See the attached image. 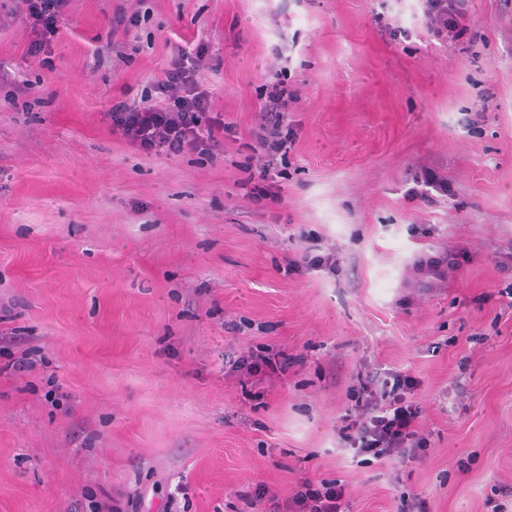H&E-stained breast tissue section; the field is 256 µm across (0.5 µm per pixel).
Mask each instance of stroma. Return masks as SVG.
I'll return each mask as SVG.
<instances>
[{
  "label": "stroma",
  "instance_id": "stroma-1",
  "mask_svg": "<svg viewBox=\"0 0 512 512\" xmlns=\"http://www.w3.org/2000/svg\"><path fill=\"white\" fill-rule=\"evenodd\" d=\"M423 5L68 0L34 56L0 0V512H265L258 487L307 481L349 512H512V0H461L457 36ZM110 30L124 60L95 55ZM176 43L205 49L215 155L102 119ZM275 81L297 137L273 198L251 145ZM428 173L447 194L408 196ZM263 349L287 373L233 370ZM394 372L428 444L352 457L358 378Z\"/></svg>",
  "mask_w": 512,
  "mask_h": 512
}]
</instances>
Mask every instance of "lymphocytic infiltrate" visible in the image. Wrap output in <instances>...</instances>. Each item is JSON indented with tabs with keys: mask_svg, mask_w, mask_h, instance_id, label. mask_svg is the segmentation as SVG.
<instances>
[{
	"mask_svg": "<svg viewBox=\"0 0 512 512\" xmlns=\"http://www.w3.org/2000/svg\"><path fill=\"white\" fill-rule=\"evenodd\" d=\"M24 14L40 30L41 38L31 51L46 52L64 21L66 0H21ZM202 52L174 47L162 79L151 94L140 100L121 101L104 112L113 135L148 155L191 151L209 155L225 131L224 120L211 108V93L199 78ZM284 91L271 85L262 123L255 135V151L264 162L260 180L270 179L277 156L294 138L281 107ZM415 386L411 376L397 374L380 381L365 377L359 382L355 408L347 414L344 432L356 454H368L382 461L405 456L407 449L425 441L417 421L420 415L410 394ZM294 503L299 512H344L345 489L331 483L306 487Z\"/></svg>",
	"mask_w": 512,
	"mask_h": 512,
	"instance_id": "f902f5d3",
	"label": "lymphocytic infiltrate"
}]
</instances>
